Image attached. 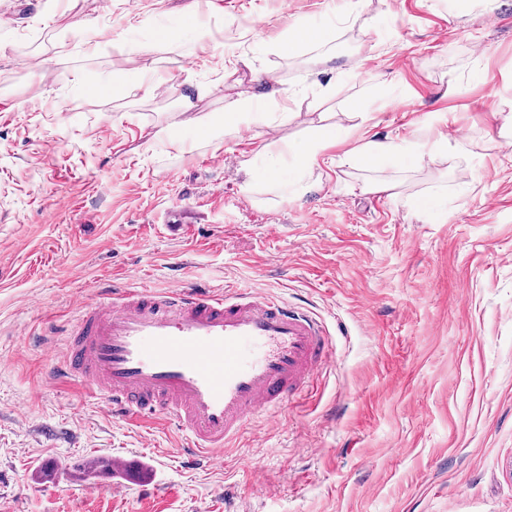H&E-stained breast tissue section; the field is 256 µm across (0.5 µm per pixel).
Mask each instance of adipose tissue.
I'll list each match as a JSON object with an SVG mask.
<instances>
[{"label": "adipose tissue", "mask_w": 512, "mask_h": 512, "mask_svg": "<svg viewBox=\"0 0 512 512\" xmlns=\"http://www.w3.org/2000/svg\"><path fill=\"white\" fill-rule=\"evenodd\" d=\"M328 32L316 23L300 19L288 26L277 42L276 51L286 58L295 57L304 47L326 42ZM255 86L248 92L224 98V112L220 118L202 117L196 122L198 138L216 140L218 134L239 135L241 129L259 124L284 125L292 114L287 109L271 111L270 94L265 90L261 75H254ZM315 134L302 141H286L282 145L260 147L256 161L247 162V187H263L279 197L290 199L305 192L309 180L319 165L322 154L339 142H350L351 147L340 159L341 164L376 169L397 161L417 162L423 157L437 158L448 149V136L438 133L431 143L423 144L409 136L354 141L352 127L329 124L326 113H318Z\"/></svg>", "instance_id": "obj_1"}]
</instances>
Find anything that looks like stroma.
<instances>
[{"instance_id":"stroma-1","label":"stroma","mask_w":512,"mask_h":512,"mask_svg":"<svg viewBox=\"0 0 512 512\" xmlns=\"http://www.w3.org/2000/svg\"><path fill=\"white\" fill-rule=\"evenodd\" d=\"M303 18L329 43L278 55ZM239 55L253 70L225 77ZM256 70L294 117L216 163L193 120ZM318 112L370 137L444 130L448 152L386 167L391 196L354 191L375 173L338 165L342 144L298 198L247 190L242 162ZM511 117L512 6L486 0H0V512H512ZM160 124L173 141H151ZM422 193L446 210L419 218ZM130 274L259 287L319 314L334 358L223 465L187 468L178 425L113 418L25 339L62 348L52 328ZM127 452L139 485L86 496L84 459Z\"/></svg>"}]
</instances>
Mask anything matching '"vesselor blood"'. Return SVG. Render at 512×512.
Here are the masks:
<instances>
[{"instance_id":"vessel-or-blood-1","label":"vessel or blood","mask_w":512,"mask_h":512,"mask_svg":"<svg viewBox=\"0 0 512 512\" xmlns=\"http://www.w3.org/2000/svg\"><path fill=\"white\" fill-rule=\"evenodd\" d=\"M60 332L66 351L54 379L81 383L112 415L178 421L191 434L182 451L190 462L221 460L251 417L282 410L334 357L328 330L302 307L182 282L99 289ZM112 469L123 482L103 478L87 493L137 485L134 457L113 458Z\"/></svg>"}]
</instances>
